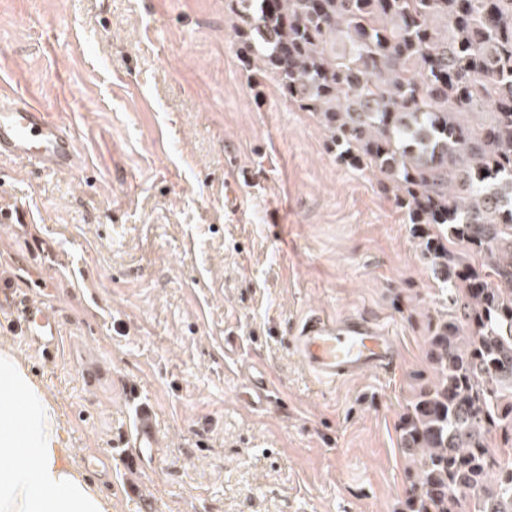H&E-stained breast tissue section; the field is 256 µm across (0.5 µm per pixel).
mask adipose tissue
<instances>
[{
	"label": "adipose tissue",
	"mask_w": 512,
	"mask_h": 512,
	"mask_svg": "<svg viewBox=\"0 0 512 512\" xmlns=\"http://www.w3.org/2000/svg\"><path fill=\"white\" fill-rule=\"evenodd\" d=\"M74 455L52 396L17 353L0 347V512H112Z\"/></svg>",
	"instance_id": "ef3b65f1"
}]
</instances>
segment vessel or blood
Returning a JSON list of instances; mask_svg holds the SVG:
<instances>
[{
	"instance_id": "1",
	"label": "vessel or blood",
	"mask_w": 512,
	"mask_h": 512,
	"mask_svg": "<svg viewBox=\"0 0 512 512\" xmlns=\"http://www.w3.org/2000/svg\"><path fill=\"white\" fill-rule=\"evenodd\" d=\"M0 156L37 162L54 170L81 167L69 127L50 119L45 109L25 96L0 89ZM20 315V330L42 355L54 356L60 324L49 306L32 302L27 295L11 296ZM291 345L305 367L324 380L341 381L392 367L398 359L394 336L361 316L334 318L316 314L294 331ZM158 441L151 414H142L130 445L147 456Z\"/></svg>"
}]
</instances>
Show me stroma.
Masks as SVG:
<instances>
[{
  "label": "stroma",
  "mask_w": 512,
  "mask_h": 512,
  "mask_svg": "<svg viewBox=\"0 0 512 512\" xmlns=\"http://www.w3.org/2000/svg\"><path fill=\"white\" fill-rule=\"evenodd\" d=\"M232 0H0V82L69 126L88 167L0 157V291L61 322L45 359L0 306V344L54 398L112 512H400L399 422L447 316L421 238L377 170L244 68ZM361 315L395 367L328 383L289 345ZM274 396L253 408L250 370ZM158 443L127 441L139 411Z\"/></svg>",
  "instance_id": "obj_1"
}]
</instances>
